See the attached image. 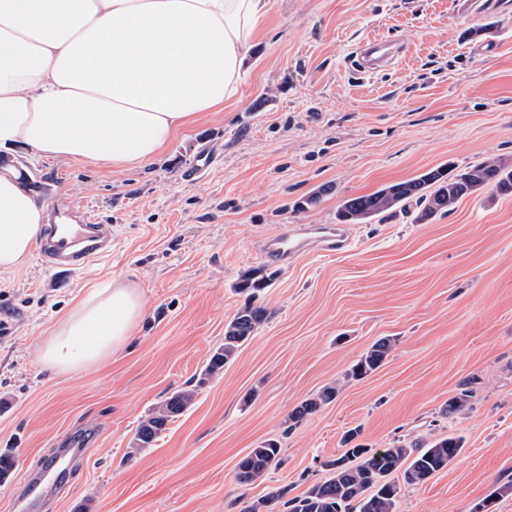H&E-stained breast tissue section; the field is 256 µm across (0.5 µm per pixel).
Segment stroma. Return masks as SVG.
Instances as JSON below:
<instances>
[{"label": "stroma", "instance_id": "1", "mask_svg": "<svg viewBox=\"0 0 512 512\" xmlns=\"http://www.w3.org/2000/svg\"><path fill=\"white\" fill-rule=\"evenodd\" d=\"M239 93L205 113L150 164L123 173L19 152L47 208L74 203L112 227V252L80 273L25 265L0 273V512L19 473L59 483L37 512H248L278 489L329 479L349 430L368 448L453 435L461 453L423 484L400 485L397 512H512V195L482 189L430 223L415 202L349 227L346 251L279 268L259 301L269 317L205 385L195 381L243 306L239 275L263 267L261 240L333 224L348 197L438 167L512 164V8L479 0H269ZM376 37L397 64L366 74L352 56ZM211 165L187 178L202 151ZM319 202L303 207L304 199ZM138 288L134 336L96 367L61 375L36 350L88 286ZM383 337L384 364L351 366ZM468 406L445 409L466 380ZM331 403L293 422L324 387ZM193 405L148 448L140 422L173 393ZM94 429L85 458L55 453ZM273 440L280 461L252 484L237 464Z\"/></svg>", "mask_w": 512, "mask_h": 512}]
</instances>
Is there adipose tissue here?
Listing matches in <instances>:
<instances>
[{
  "label": "adipose tissue",
  "mask_w": 512,
  "mask_h": 512,
  "mask_svg": "<svg viewBox=\"0 0 512 512\" xmlns=\"http://www.w3.org/2000/svg\"><path fill=\"white\" fill-rule=\"evenodd\" d=\"M268 0H0V148L116 171L151 162L202 113L238 94ZM46 222L0 168V272L30 257ZM138 289L91 287L54 326L38 363L94 367L133 335Z\"/></svg>",
  "instance_id": "obj_1"
}]
</instances>
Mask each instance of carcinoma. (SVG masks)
<instances>
[{
    "instance_id": "carcinoma-1",
    "label": "carcinoma",
    "mask_w": 512,
    "mask_h": 512,
    "mask_svg": "<svg viewBox=\"0 0 512 512\" xmlns=\"http://www.w3.org/2000/svg\"><path fill=\"white\" fill-rule=\"evenodd\" d=\"M489 186L499 194H512V166L494 158L455 176L448 175L446 168L432 169L410 180L345 200L339 210V219L347 224H357L414 200L419 204L417 221L425 223ZM274 276L273 272L266 274L252 270L239 277L236 289L248 295V302L226 324L224 343L215 348L197 385H204L222 372L267 320V310L255 301L258 292L266 288ZM391 348L390 339L378 341L352 365L348 376L357 379L376 371ZM336 392L334 386L323 389L293 411L290 419L300 421L331 402ZM195 393L194 389L178 391L156 407L139 425L134 447H149L166 425L193 403ZM355 435L357 432L353 431L344 437L349 448L329 463L333 475L314 484L304 495L287 500L288 512H397L398 486L390 480L391 475L399 472L404 484L420 485L447 468L463 448L461 439L448 436L428 444L417 441L373 450L352 444ZM279 453L280 448L274 442L252 449L238 465V481L248 484L261 479L276 463Z\"/></svg>"
}]
</instances>
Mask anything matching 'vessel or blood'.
<instances>
[{"instance_id": "obj_1", "label": "vessel or blood", "mask_w": 512, "mask_h": 512, "mask_svg": "<svg viewBox=\"0 0 512 512\" xmlns=\"http://www.w3.org/2000/svg\"><path fill=\"white\" fill-rule=\"evenodd\" d=\"M399 45L378 39L366 40L358 53L360 72L375 73L384 70L396 59ZM320 244L325 250H340L349 241L343 228L335 224H311L302 228L298 236L280 235L269 240L260 250L264 258L289 264L304 253L309 243ZM39 255L46 267H64L71 271L84 269L89 262L108 254L112 248V227L95 223L83 209L70 212H52L38 243ZM20 485L24 496L18 497V512H29L32 495L48 496L52 487L43 485L40 477L22 474Z\"/></svg>"}]
</instances>
